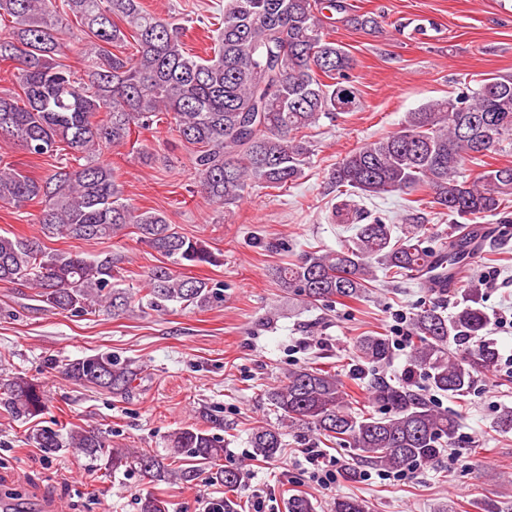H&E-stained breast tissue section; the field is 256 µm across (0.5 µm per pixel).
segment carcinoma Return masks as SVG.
Returning <instances> with one entry per match:
<instances>
[{
    "label": "carcinoma",
    "instance_id": "carcinoma-1",
    "mask_svg": "<svg viewBox=\"0 0 512 512\" xmlns=\"http://www.w3.org/2000/svg\"><path fill=\"white\" fill-rule=\"evenodd\" d=\"M0 0V64L12 66L17 92L0 91V140L21 146L36 158L68 151L76 168H58L44 180L24 174L0 155V206L18 211L41 205L39 223L48 238L106 239L129 230L167 258L170 265H213L218 258L190 239L166 214L143 209L124 197L100 150L123 144L132 128L148 130L161 120L178 139L195 147L193 169L201 194L231 212L249 190L280 189L303 174L311 154L306 131L320 120L353 111L358 90L350 54L325 32L323 11L361 29L378 26L376 17L351 15L345 0H224V12L207 57L186 49L188 28L150 13L141 0ZM89 38L81 52L82 72L61 62L69 18ZM135 52L127 54L125 47ZM512 142V75L484 79L477 88L432 100L406 113L402 127L345 155L330 174L338 195L381 198L395 192L424 191L431 204L467 220L453 224L448 241L434 248L418 234L419 225L395 235L377 218L358 224L354 236L336 251L306 252L276 268L281 286L309 304L359 301L381 270L390 283L418 280L430 291L456 289L455 269L481 231L473 221L506 213L512 201V164L492 167L471 180L460 178L470 161ZM157 265L146 272L147 305L166 310L180 305L206 309L224 297L221 282H209ZM112 257L52 250L36 238L0 234V283L34 290L53 311L74 315L107 307L118 315L132 308L133 295L113 282ZM482 280L459 289L461 299L448 317L442 307L422 306L410 318L409 370L391 384L375 367L391 355L389 338L360 337L354 344L360 363L349 373L368 382L381 416L351 407L340 376L300 367L269 392L281 427L253 432L254 454L276 458L283 429L301 427L326 442L349 448L358 464L403 471L434 464L445 449L458 447L456 420L434 409L413 390L420 371L430 390L454 398L470 393L475 375L492 373L499 351L483 336L490 317L481 304ZM458 350L456 359L449 358ZM74 381L117 396L132 388L137 371L110 353L67 364ZM0 407L19 420L43 413L46 398L35 380L16 376L0 384ZM38 448H71L105 453L112 471L135 463L143 477L179 483L195 481L210 469L228 492L241 487L242 473L216 466L224 440L208 429L182 428L170 436L180 467L166 469L152 456L130 455L109 447L100 431L44 427L32 436ZM139 512H168L161 497L147 494ZM288 512H316L307 497L293 494Z\"/></svg>",
    "mask_w": 512,
    "mask_h": 512
}]
</instances>
